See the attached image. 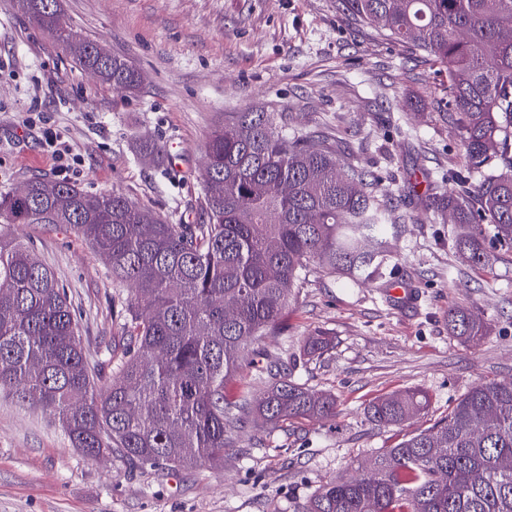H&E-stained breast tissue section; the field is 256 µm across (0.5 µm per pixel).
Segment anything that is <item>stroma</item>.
<instances>
[{
  "mask_svg": "<svg viewBox=\"0 0 512 512\" xmlns=\"http://www.w3.org/2000/svg\"><path fill=\"white\" fill-rule=\"evenodd\" d=\"M63 17L140 69L129 94L101 83L43 28L0 0V192L26 176L119 192L173 224L200 221L208 137L227 112H283L299 136L335 139L342 164L380 177L391 211L392 253L364 285L309 276L293 292L264 350L294 362L307 387L335 396L333 420L272 429L251 422L224 465L190 471L95 459L72 447L52 416L0 392V512H302L326 481L373 462L407 435L442 421L476 383L512 378V252L471 267L449 247L456 226L426 189L462 167L456 115L442 99L448 76L410 43L394 42L343 11L339 0H60ZM68 146L59 171L44 131ZM176 145L181 171L139 151ZM20 241L65 288L83 344L112 377L106 346L120 335L129 292L74 230L25 224ZM401 277L410 301L391 296ZM461 307L489 323L466 342L448 331ZM329 332L323 358L300 359L307 336ZM408 388L427 391L424 413L371 422L369 404Z\"/></svg>",
  "mask_w": 512,
  "mask_h": 512,
  "instance_id": "obj_1",
  "label": "stroma"
}]
</instances>
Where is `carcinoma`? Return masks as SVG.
Returning <instances> with one entry per match:
<instances>
[{
	"instance_id": "cac0c4a2",
	"label": "carcinoma",
	"mask_w": 512,
	"mask_h": 512,
	"mask_svg": "<svg viewBox=\"0 0 512 512\" xmlns=\"http://www.w3.org/2000/svg\"><path fill=\"white\" fill-rule=\"evenodd\" d=\"M384 36L413 42L448 73V109L467 163L436 186V210L461 233L456 250L484 269L512 250V0H340ZM86 71L130 93L142 76L74 31L60 0H19ZM380 178L339 164L336 146L288 133L281 112H226L211 132L199 208L204 224H171L121 193L90 194L67 180L28 178L0 193V391L58 418L73 447L104 448L131 463L173 470L224 465L249 418L276 428L336 418L316 393L269 360L243 370V354L273 334L306 277L369 281L391 253ZM17 224L68 226L104 256L130 292L122 354L107 389L88 358L78 319L52 271L12 235ZM466 341L489 326L448 309ZM332 344L318 332L303 354ZM263 386L257 399L233 388ZM422 389L369 405L371 421L397 425L424 412ZM304 512H512V381L469 390L430 430L376 456L369 471L337 478Z\"/></svg>"
}]
</instances>
